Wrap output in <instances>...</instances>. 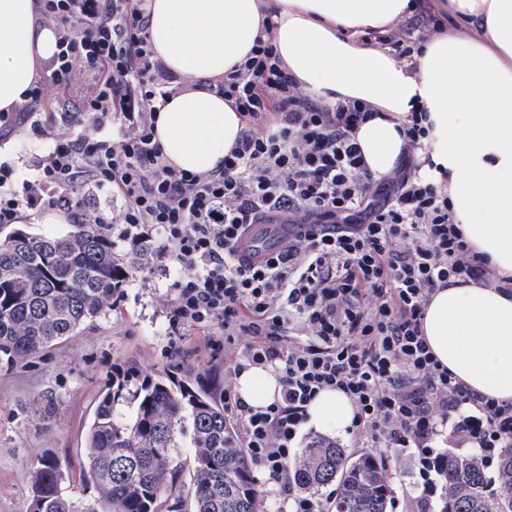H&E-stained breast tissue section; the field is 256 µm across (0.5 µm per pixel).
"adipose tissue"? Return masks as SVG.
Segmentation results:
<instances>
[{"label": "adipose tissue", "mask_w": 512, "mask_h": 512, "mask_svg": "<svg viewBox=\"0 0 512 512\" xmlns=\"http://www.w3.org/2000/svg\"><path fill=\"white\" fill-rule=\"evenodd\" d=\"M150 44L173 72L187 77L165 105L156 138L181 170L214 169L243 123L222 96L200 89L243 62L262 33L265 11L278 27L272 41L303 88L333 102L361 99L382 113L357 139L368 166L390 171L402 149L396 126L423 104L434 125L432 160L449 172L456 219L475 249L512 278V0H431L478 26L481 40L452 34L430 41L418 67L361 42L368 30L395 24L410 0H149ZM38 0H0V110L20 101L55 50L52 30L38 27ZM423 329L435 358L473 392L512 401V292L493 285L437 291ZM281 386L271 370L237 378L248 405L270 404ZM308 424L344 430L353 410L335 391L309 404Z\"/></svg>", "instance_id": "obj_1"}]
</instances>
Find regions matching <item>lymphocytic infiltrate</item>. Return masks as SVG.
Wrapping results in <instances>:
<instances>
[{"mask_svg":"<svg viewBox=\"0 0 512 512\" xmlns=\"http://www.w3.org/2000/svg\"><path fill=\"white\" fill-rule=\"evenodd\" d=\"M150 22L147 0H38L36 23L54 32L56 50L0 112V146L28 129L44 147L28 172L0 160V224L49 210L71 224L111 225L130 248L155 245L142 272L159 265L174 278L157 297L165 333L196 329L223 351L224 414L239 423L247 462L278 512H333L334 495L300 493L290 473L307 407L325 390L349 401L361 447L413 457L405 512H425L446 448L475 449L487 465L512 447V402L470 391L423 335L439 289L512 288L465 239L447 181L423 172L432 163L427 109L413 106L397 165L376 174L356 132L378 110L316 97L260 39L211 86L244 123L234 146L211 171L179 170L155 125L186 80L156 58ZM444 28L421 10L370 38L408 62ZM90 188L111 195V212L90 201ZM254 224L306 232L255 265L237 252ZM252 366L272 368L281 384L264 408L246 405L233 385Z\"/></svg>","mask_w":512,"mask_h":512,"instance_id":"obj_1","label":"lymphocytic infiltrate"}]
</instances>
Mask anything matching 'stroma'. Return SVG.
Returning <instances> with one entry per match:
<instances>
[{
  "mask_svg": "<svg viewBox=\"0 0 512 512\" xmlns=\"http://www.w3.org/2000/svg\"><path fill=\"white\" fill-rule=\"evenodd\" d=\"M172 282L161 271L147 280L135 277L119 306L82 332L32 358H0V512H30L33 469L44 455L69 462L77 506L109 512L82 471L87 427L116 367L165 373L222 396L223 353L195 335L184 337L177 348L168 346L155 296Z\"/></svg>",
  "mask_w": 512,
  "mask_h": 512,
  "instance_id": "35a3bbf8",
  "label": "stroma"
}]
</instances>
